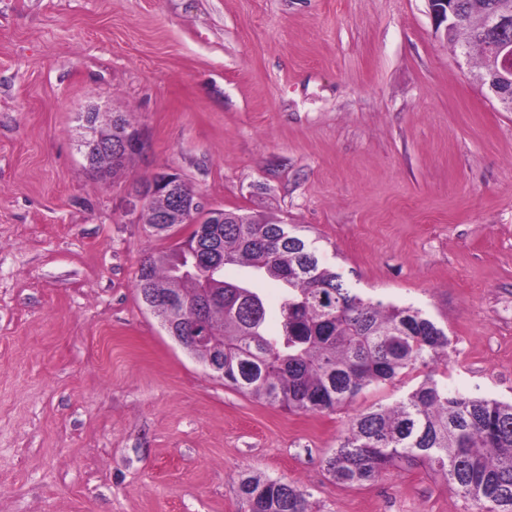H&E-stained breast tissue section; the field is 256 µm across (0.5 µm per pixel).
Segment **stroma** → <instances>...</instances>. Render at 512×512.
Segmentation results:
<instances>
[{
	"label": "stroma",
	"instance_id": "35a3bbf8",
	"mask_svg": "<svg viewBox=\"0 0 512 512\" xmlns=\"http://www.w3.org/2000/svg\"><path fill=\"white\" fill-rule=\"evenodd\" d=\"M426 0H0V512H244V474L309 512H472L439 475L336 483L350 419L424 369L302 414L213 376L141 303L130 201L179 172L216 208L296 225L362 295L448 334L450 389L512 401V112ZM147 149L99 178L88 108Z\"/></svg>",
	"mask_w": 512,
	"mask_h": 512
}]
</instances>
